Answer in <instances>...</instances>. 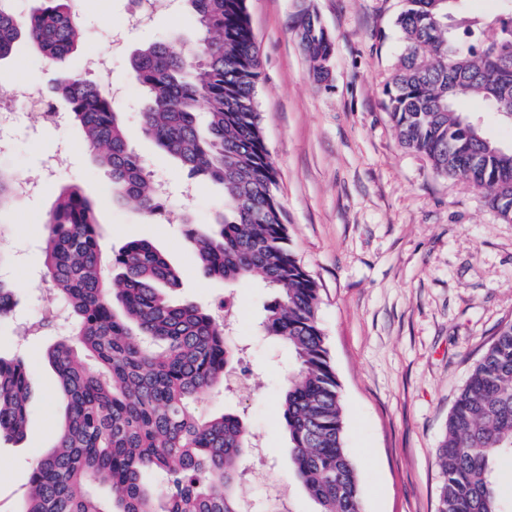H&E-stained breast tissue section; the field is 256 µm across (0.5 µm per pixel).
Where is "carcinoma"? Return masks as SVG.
<instances>
[{
  "label": "carcinoma",
  "mask_w": 512,
  "mask_h": 512,
  "mask_svg": "<svg viewBox=\"0 0 512 512\" xmlns=\"http://www.w3.org/2000/svg\"><path fill=\"white\" fill-rule=\"evenodd\" d=\"M12 2L0 0V60L24 42L54 62L82 39L73 0H41L28 15ZM185 2L204 32L194 51L158 42L132 56L147 95L141 129L190 176L223 186L224 213L203 232L186 225L185 236L205 276L227 286L259 277L273 291L263 330L288 346L296 364L280 402L288 469L316 512H361L339 384L319 323V288L289 245L260 125L261 61L245 0ZM503 2L506 15L471 17L461 0H404L395 19L404 50L384 95L405 148L435 173L486 191L498 216L512 222V148L457 108L461 99L478 100L512 122V0ZM293 28L314 76L328 77L335 43L318 16L304 6ZM487 29L493 36L483 40ZM54 94L99 152L113 198L146 217L161 213L112 100L94 82L66 75L56 79ZM13 181L14 173L0 168V217L16 199ZM46 224L45 277L68 311L62 339L47 352L65 417L18 512H245L237 484L247 423L232 411L203 418L195 407L234 369L224 328L196 303L171 299L179 274L152 243L131 241L104 260L95 205L79 187L61 189ZM14 302L15 288L0 279V322ZM29 385L23 358H0V438L22 439ZM504 458L512 460V322L498 329L448 415L437 512H502L491 473ZM95 484L109 489L108 500L91 493Z\"/></svg>",
  "instance_id": "obj_1"
}]
</instances>
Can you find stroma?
<instances>
[{
  "label": "stroma",
  "mask_w": 512,
  "mask_h": 512,
  "mask_svg": "<svg viewBox=\"0 0 512 512\" xmlns=\"http://www.w3.org/2000/svg\"><path fill=\"white\" fill-rule=\"evenodd\" d=\"M335 42L329 77L316 82L292 29L301 5ZM132 0H77L84 31L78 49L56 64L19 44L0 68L16 82L53 94L59 72L89 76L101 89L124 88L113 100L130 144L152 176L170 188L179 221L144 218L112 198V181L82 145L73 120L8 133L0 165L39 185L0 217V254L16 291L11 319L0 324V357H23L31 371V416L21 440L0 439V512H17L36 460L49 452L63 420L58 382L45 358L57 338L24 335L40 316L49 284L43 276L45 229L61 186L83 188L97 209L104 256L142 239L180 273L173 297L215 309L230 299L236 320L225 340L236 350L243 381L200 396L208 417L233 409L246 417L261 455H249L238 492L247 512L275 500L289 512L317 506L288 473V437L280 395L295 368L288 349L259 324L272 292L259 278L233 286L204 276L185 224H210L224 209L220 184L187 173L146 137L138 121L145 92L131 70L134 50L182 38L192 51L200 32L187 4L130 31ZM262 57L257 108L276 165L290 246L320 288L319 321L343 397L346 445L357 466L363 512H436L438 448L448 414L498 327L512 320V222L499 219L482 191L436 174L405 148L384 106L403 41L394 25L403 0H246ZM111 54L107 70L87 74L90 54ZM70 149L55 177L47 165L59 144ZM193 184L191 199L182 188Z\"/></svg>",
  "instance_id": "35a3bbf8"
}]
</instances>
